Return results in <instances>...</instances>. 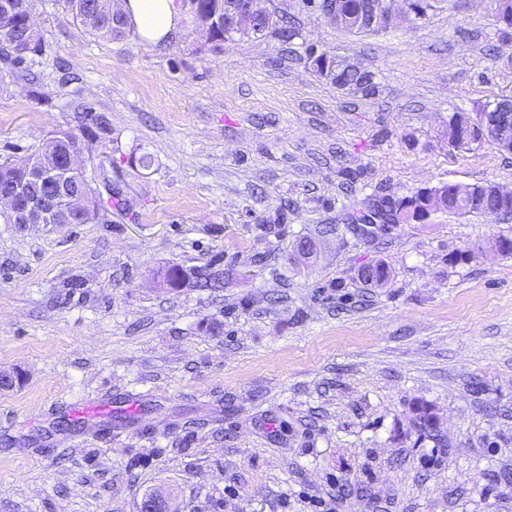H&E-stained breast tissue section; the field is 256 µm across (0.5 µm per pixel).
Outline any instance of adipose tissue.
Here are the masks:
<instances>
[{"label":"adipose tissue","mask_w":512,"mask_h":512,"mask_svg":"<svg viewBox=\"0 0 512 512\" xmlns=\"http://www.w3.org/2000/svg\"><path fill=\"white\" fill-rule=\"evenodd\" d=\"M120 6L145 45L167 42L179 27L180 11L175 0H121Z\"/></svg>","instance_id":"obj_1"}]
</instances>
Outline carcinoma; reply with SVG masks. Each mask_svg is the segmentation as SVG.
I'll use <instances>...</instances> for the list:
<instances>
[{
	"label": "carcinoma",
	"mask_w": 512,
	"mask_h": 512,
	"mask_svg": "<svg viewBox=\"0 0 512 512\" xmlns=\"http://www.w3.org/2000/svg\"><path fill=\"white\" fill-rule=\"evenodd\" d=\"M21 7L6 13L0 9V63L4 65L1 79L8 77L23 78L35 87L33 95L47 98L36 90L39 85L37 76L32 72L34 60L30 54L38 51L40 37L32 35V15L35 0H18ZM250 0H196L197 16L212 18L215 26L209 30L210 39L222 42L227 37L238 34L243 37H262L266 32L284 46L292 44L295 30L288 22H274L273 29L260 26L255 15L249 10ZM69 11L92 35L120 39L125 36L127 22L121 15L112 12L106 0H64ZM319 75L330 80L337 88L345 90L352 86L370 94L374 90L371 75L360 70H347L336 65L335 59L310 55ZM95 107L81 94H76L70 104V111L82 115V120L74 127L58 128L52 135L58 138L63 147H76L84 143L95 142L102 146L112 141L110 123L98 122L92 111ZM464 114L454 112L448 116V145L461 149L468 147L461 137ZM105 192L93 186L89 177H78L71 183L70 190L87 200L92 207V215L101 211H112V181L103 178ZM430 206L450 214L482 215L487 210H496L501 214H512V196L503 197L485 189L482 184L461 185L444 184L426 191H419L410 197H380L370 211L371 218L385 224H402L423 218L424 208ZM162 282L170 289L177 290L186 284V271L179 265H169L160 271Z\"/></svg>",
	"instance_id": "1"
}]
</instances>
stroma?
Here are the masks:
<instances>
[{
  "label": "stroma",
  "instance_id": "1",
  "mask_svg": "<svg viewBox=\"0 0 512 512\" xmlns=\"http://www.w3.org/2000/svg\"><path fill=\"white\" fill-rule=\"evenodd\" d=\"M258 4L293 53L211 42L188 14L161 48L103 39L36 0L49 99L0 89V161L74 125V72L118 197L89 224L0 217V371L25 374L0 389V512H139L157 488L181 512H512V255L492 247L512 215L350 221L387 194L512 190V154L448 145L450 113L512 98V28L497 0H424L372 33ZM312 49L374 92L337 89ZM172 263L189 286L157 282Z\"/></svg>",
  "mask_w": 512,
  "mask_h": 512
}]
</instances>
